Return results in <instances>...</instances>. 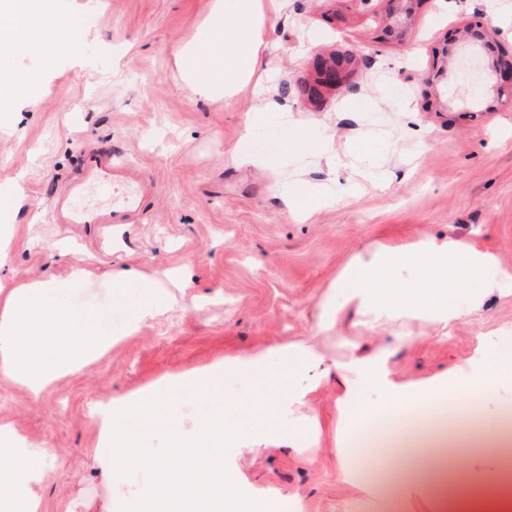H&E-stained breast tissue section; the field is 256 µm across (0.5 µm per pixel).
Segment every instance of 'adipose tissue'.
Segmentation results:
<instances>
[{
  "mask_svg": "<svg viewBox=\"0 0 512 512\" xmlns=\"http://www.w3.org/2000/svg\"><path fill=\"white\" fill-rule=\"evenodd\" d=\"M280 3L281 0H234V7L229 10L224 0H210L202 20L210 33L209 40H187L173 51L183 85L207 101H218L245 89L268 48L267 19L279 11ZM39 7L38 0H0V49L21 43L50 64L71 36L72 25L61 21L55 34H47L37 22ZM410 259L429 277L430 291L403 287L400 271ZM495 262L494 255L459 241L421 240L407 251L389 246L377 250L370 262L353 264L338 286L344 302L357 303L377 317L396 322L426 315L444 329L461 316L448 299L449 291L456 286L454 272L465 268V281L471 286V307L476 310L487 286L484 270ZM480 343L485 351L482 365L457 380L439 375L404 386L392 377L388 345L379 346L371 355L332 365L309 341L301 340L271 353L261 351L225 359L223 367L210 372L207 385L187 381L180 391L189 397L200 393L209 399H219L228 372L250 383L266 381V362L269 355L275 354L287 364L289 373L301 374L302 383L285 396L267 388L256 406L265 420H274L293 406L309 402L335 374L346 380V392L336 405L338 422H360L363 412L358 394L375 390L383 397V409L393 415L397 427L402 429L413 425L421 411L436 410L440 403H448L452 408L471 407L504 384H512V360L495 354L491 337H481ZM175 418V413H166L158 418L157 425L168 432L170 457L178 458L180 467L172 468L169 458L139 452L134 466L150 473L148 489L137 499L122 500L120 512H273L276 501L272 498L262 504L251 500L225 502L221 416L208 419L202 430L188 438L173 429ZM460 463L452 451L407 463L398 492L411 498L444 489L448 471ZM52 471L53 462L46 450L28 446L8 428L0 426V512H40V501L33 488L44 483Z\"/></svg>",
  "mask_w": 512,
  "mask_h": 512,
  "instance_id": "1",
  "label": "adipose tissue"
}]
</instances>
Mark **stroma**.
<instances>
[{
  "mask_svg": "<svg viewBox=\"0 0 512 512\" xmlns=\"http://www.w3.org/2000/svg\"><path fill=\"white\" fill-rule=\"evenodd\" d=\"M209 0H47L44 26L69 18L75 27L53 66L26 48L0 52V191L24 179L19 208H0L11 227L0 284L48 281L73 304L124 323L138 291L134 280L185 270L189 285L97 361L61 376L40 395L0 378V424L52 454L55 471L37 493L42 512H106L113 487L96 455L108 443L90 415L97 403L131 405L127 427L142 447L165 452L166 433L150 419L174 409L192 430L212 414L204 400L169 390L178 377L211 364L313 335L328 359L394 350L396 381L408 384L477 360L479 336H496L512 357V105L497 103L496 75L472 90L456 69L434 86L424 78L446 67L443 52L473 16H482L494 51L487 64L512 62V0H414L399 20L404 35L385 36L388 0H284L270 16V43L259 73L262 94L246 89L216 103L183 88L171 57L182 41H206ZM338 53L353 64L346 85L308 103L315 55ZM304 134L323 151L292 149ZM87 142L137 164L157 184L132 224H53L49 204L79 165ZM243 154L271 160L243 166ZM326 184L332 197L293 218L278 196L281 181ZM458 239L494 254L485 271L494 287L447 334L425 317L395 323L346 307L316 333L336 281L354 256L379 246ZM87 272L71 278L73 268ZM124 274L129 287L112 284ZM343 381H329L310 406L279 417L299 430L317 413L319 435L301 450L264 446V420L242 383L224 410V496L261 500L270 491L296 496L301 512H439L433 499L398 497L395 468L410 445L362 466L384 490L370 504L339 482L336 448L350 428L336 421ZM467 460L448 493L454 512H483L491 469Z\"/></svg>",
  "mask_w": 512,
  "mask_h": 512,
  "instance_id": "35a3bbf8",
  "label": "stroma"
}]
</instances>
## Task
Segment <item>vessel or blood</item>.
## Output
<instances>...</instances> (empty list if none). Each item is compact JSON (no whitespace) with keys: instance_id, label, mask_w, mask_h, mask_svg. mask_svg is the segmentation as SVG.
Masks as SVG:
<instances>
[{"instance_id":"1","label":"vessel or blood","mask_w":512,"mask_h":512,"mask_svg":"<svg viewBox=\"0 0 512 512\" xmlns=\"http://www.w3.org/2000/svg\"><path fill=\"white\" fill-rule=\"evenodd\" d=\"M82 166L68 177L63 193L55 196L50 204L55 223L97 224L110 227L113 224H129L140 214L146 196L154 191L152 183L142 179L137 167L114 160L111 154L85 145L81 148ZM91 184L123 190L121 202L105 210L75 208L74 198L81 196Z\"/></svg>"}]
</instances>
